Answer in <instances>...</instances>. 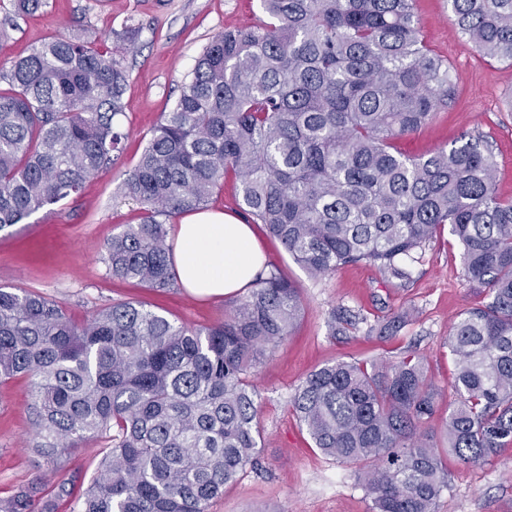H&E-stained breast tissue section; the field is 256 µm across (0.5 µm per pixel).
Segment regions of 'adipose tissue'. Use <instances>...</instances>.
I'll use <instances>...</instances> for the list:
<instances>
[{
  "instance_id": "obj_1",
  "label": "adipose tissue",
  "mask_w": 512,
  "mask_h": 512,
  "mask_svg": "<svg viewBox=\"0 0 512 512\" xmlns=\"http://www.w3.org/2000/svg\"><path fill=\"white\" fill-rule=\"evenodd\" d=\"M180 285L197 297H224L249 286L266 257L250 224L224 213H195L172 232Z\"/></svg>"
}]
</instances>
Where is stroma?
I'll use <instances>...</instances> for the list:
<instances>
[{"label": "stroma", "instance_id": "1", "mask_svg": "<svg viewBox=\"0 0 512 512\" xmlns=\"http://www.w3.org/2000/svg\"><path fill=\"white\" fill-rule=\"evenodd\" d=\"M420 33L449 68L447 104L418 131L398 139L402 153L420 157L451 146L462 134L482 135L495 149L496 190L512 198V64L483 57L461 36L448 0H415ZM259 0H48L42 11L9 18L0 8V65L26 55L50 37H73L95 29L99 43L123 47L127 73L123 112L125 138L106 172L86 184L77 199L37 212L0 231V285L25 288L63 303L76 321L120 300L143 301L191 327L223 320L229 298H196L177 287L165 293L113 278L102 261L104 245L139 211L121 192L153 129L170 111L196 59L225 30L263 22ZM267 260L298 288L303 313L292 334L267 351L255 383L262 448L255 464L226 486L210 512H369L370 498L355 467L324 456L299 424L290 399L313 370L338 359L387 362L411 353L423 356L444 396L425 435L443 445V421L454 400L453 358L448 330L480 300L462 272L461 248L449 230L440 233L411 266L406 281L387 278L375 265L354 263L314 279L282 245L256 225ZM357 314L345 335H332L331 311ZM413 318L393 336L376 329L393 314ZM30 380L18 376L0 385V498L35 484L45 468L32 438ZM449 489L437 512H512V445L486 464L469 466L446 455Z\"/></svg>", "mask_w": 512, "mask_h": 512}]
</instances>
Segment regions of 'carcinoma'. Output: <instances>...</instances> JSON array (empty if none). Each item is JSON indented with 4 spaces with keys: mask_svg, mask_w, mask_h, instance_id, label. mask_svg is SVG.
Segmentation results:
<instances>
[{
    "mask_svg": "<svg viewBox=\"0 0 512 512\" xmlns=\"http://www.w3.org/2000/svg\"><path fill=\"white\" fill-rule=\"evenodd\" d=\"M267 21L220 34L122 185L140 222L105 244L112 277L158 293L178 283L167 221L206 208L224 180L310 275L365 262L390 279L446 225L482 296L451 327L456 373L446 447L483 465L512 444V199L494 188L480 136L425 157L394 141L451 94L448 65L422 42L413 0H260ZM484 57L512 61V0H448ZM47 0H10L15 17ZM0 231L73 198L108 170L123 133L126 71L96 38L44 39L0 69ZM299 291L269 264L227 317L179 324L141 301L82 324L62 304L0 287V383L31 381V447L56 476L0 498V512H57L79 477L59 460L104 443L77 512H209L259 452L249 381L289 336ZM356 321L339 306L332 335ZM443 392L426 361L338 360L312 371L291 406L315 447L358 465L370 512H435L448 490L444 453L424 439Z\"/></svg>",
    "mask_w": 512,
    "mask_h": 512,
    "instance_id": "carcinoma-1",
    "label": "carcinoma"
}]
</instances>
